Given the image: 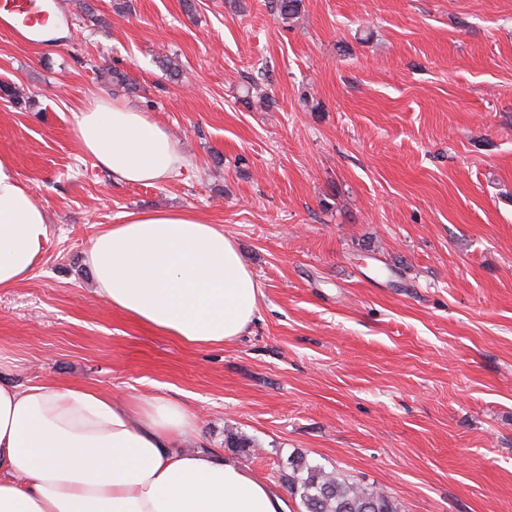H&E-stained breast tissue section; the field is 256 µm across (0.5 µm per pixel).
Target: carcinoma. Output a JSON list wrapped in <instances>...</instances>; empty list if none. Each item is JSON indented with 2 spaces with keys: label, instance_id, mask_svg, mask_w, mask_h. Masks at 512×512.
<instances>
[{
  "label": "carcinoma",
  "instance_id": "cac0c4a2",
  "mask_svg": "<svg viewBox=\"0 0 512 512\" xmlns=\"http://www.w3.org/2000/svg\"><path fill=\"white\" fill-rule=\"evenodd\" d=\"M301 6L302 0H271L274 13L285 22L294 19ZM100 77L112 87L135 89L132 79L123 70L107 69ZM256 101L265 110L272 106V97L259 92V85L252 82L244 91L242 102L251 108ZM289 465L288 486L299 498L301 512H397L385 493L362 487L339 472L312 465L302 455L293 457Z\"/></svg>",
  "mask_w": 512,
  "mask_h": 512
}]
</instances>
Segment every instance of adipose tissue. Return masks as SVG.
<instances>
[{"mask_svg":"<svg viewBox=\"0 0 512 512\" xmlns=\"http://www.w3.org/2000/svg\"><path fill=\"white\" fill-rule=\"evenodd\" d=\"M74 118L82 151L117 181L152 185L185 163L165 129L119 100H88ZM48 235L43 208L0 157V290L35 273ZM86 262L99 298L189 344L232 341L257 312L259 283L234 240L189 210L125 214ZM195 427L165 397L0 379V512H289L237 461L177 450Z\"/></svg>","mask_w":512,"mask_h":512,"instance_id":"obj_1","label":"adipose tissue"}]
</instances>
